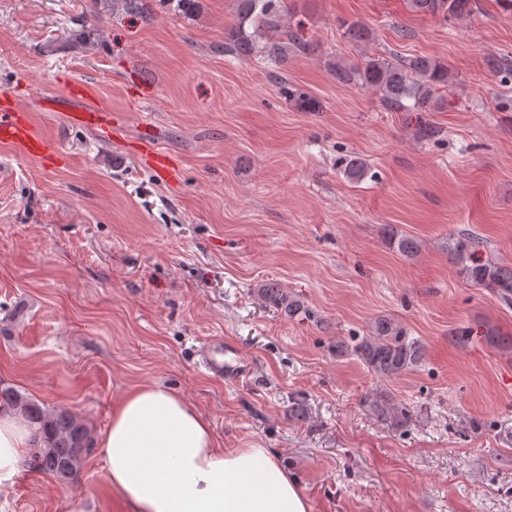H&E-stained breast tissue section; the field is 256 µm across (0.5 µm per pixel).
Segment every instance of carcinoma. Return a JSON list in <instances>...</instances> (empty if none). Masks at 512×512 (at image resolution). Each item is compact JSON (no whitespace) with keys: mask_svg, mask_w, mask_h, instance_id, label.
Returning a JSON list of instances; mask_svg holds the SVG:
<instances>
[{"mask_svg":"<svg viewBox=\"0 0 512 512\" xmlns=\"http://www.w3.org/2000/svg\"><path fill=\"white\" fill-rule=\"evenodd\" d=\"M234 23L224 52L233 56H253L266 64L280 68L288 64V52L307 50L292 34L285 31L288 0H233ZM475 0H407L408 8L416 13L446 20L460 18L473 11ZM333 76L340 84H355L381 94L386 105L397 109L431 111L442 108L439 90L451 80L448 66L436 59L415 56H364L357 64L336 63ZM288 100L301 109L315 108L314 100L299 89L283 87ZM367 165L354 155L344 161V173L353 180L366 175ZM462 272L469 282L488 288L506 302L512 301V268L502 267L475 257L468 245L458 243L454 249ZM258 293L267 303L284 310L290 316L300 306L277 284L267 282ZM356 356L368 371L381 379L400 376L417 366L423 359L422 345L409 339L394 322L378 318L370 334L353 345L336 342V356ZM18 411L32 434L33 451L25 465L33 472L45 473L64 482L77 476L91 444L88 426L67 409L48 410L27 396L10 388L0 389V407ZM371 408L394 423H407L410 410L380 393L371 400Z\"/></svg>","mask_w":512,"mask_h":512,"instance_id":"carcinoma-1","label":"carcinoma"}]
</instances>
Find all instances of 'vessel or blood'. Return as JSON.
<instances>
[{
	"label": "vessel or blood",
	"instance_id": "obj_1",
	"mask_svg": "<svg viewBox=\"0 0 512 512\" xmlns=\"http://www.w3.org/2000/svg\"><path fill=\"white\" fill-rule=\"evenodd\" d=\"M84 95V87L75 85L70 87L66 97L47 95L39 104L49 111L66 110L70 124L99 134H112L110 113L76 107V100ZM0 145L18 148L47 167L58 166L64 160L58 143L38 131L32 108L9 93L0 94ZM139 150L144 164L152 172L161 177L171 176L173 161L157 144L144 141ZM197 365L213 378L230 384L245 382L252 371L249 360L237 346L220 338L209 339L200 345Z\"/></svg>",
	"mask_w": 512,
	"mask_h": 512
}]
</instances>
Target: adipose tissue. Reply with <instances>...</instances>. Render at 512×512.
<instances>
[{"label":"adipose tissue","mask_w":512,"mask_h":512,"mask_svg":"<svg viewBox=\"0 0 512 512\" xmlns=\"http://www.w3.org/2000/svg\"><path fill=\"white\" fill-rule=\"evenodd\" d=\"M30 439L21 415L0 408V494L16 485ZM97 448L126 512H312L276 454L224 449L207 416L155 382L113 406Z\"/></svg>","instance_id":"adipose-tissue-1"}]
</instances>
